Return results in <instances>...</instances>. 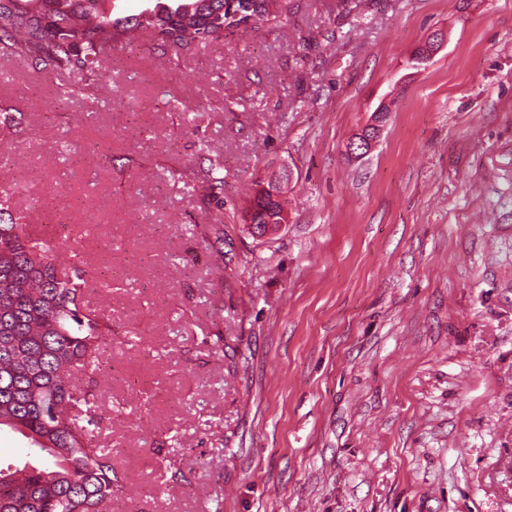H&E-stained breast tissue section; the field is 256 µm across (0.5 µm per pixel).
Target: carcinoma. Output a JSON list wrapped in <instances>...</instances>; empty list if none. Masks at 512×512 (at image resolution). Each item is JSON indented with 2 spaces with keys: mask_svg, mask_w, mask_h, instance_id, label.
Segmentation results:
<instances>
[{
  "mask_svg": "<svg viewBox=\"0 0 512 512\" xmlns=\"http://www.w3.org/2000/svg\"><path fill=\"white\" fill-rule=\"evenodd\" d=\"M0 55L44 62L85 79L63 90L87 97L108 46L139 29L187 47L221 37L226 0H155L153 12L115 17L99 0H12L1 5ZM224 164L209 160L201 196L219 197ZM0 192V427L31 441L37 462L0 467V512H100L115 495L112 452L92 446L98 425L93 394L71 385L112 325L80 307L81 276L61 274L58 245L32 238Z\"/></svg>",
  "mask_w": 512,
  "mask_h": 512,
  "instance_id": "obj_1",
  "label": "carcinoma"
}]
</instances>
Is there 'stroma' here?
<instances>
[{
	"mask_svg": "<svg viewBox=\"0 0 512 512\" xmlns=\"http://www.w3.org/2000/svg\"><path fill=\"white\" fill-rule=\"evenodd\" d=\"M356 2L142 34L87 98L0 56V190L112 323L74 383L121 512H512V0ZM285 167L288 223L255 239ZM384 127V119L375 121L363 126L360 132L355 134L352 142L348 144L346 152L349 156L361 158L368 154L374 147ZM224 164L220 158L209 159V167L206 169L205 175L200 185L194 187V191H199L201 196L210 199L219 198V194L224 190Z\"/></svg>",
	"mask_w": 512,
	"mask_h": 512,
	"instance_id": "stroma-1",
	"label": "stroma"
}]
</instances>
